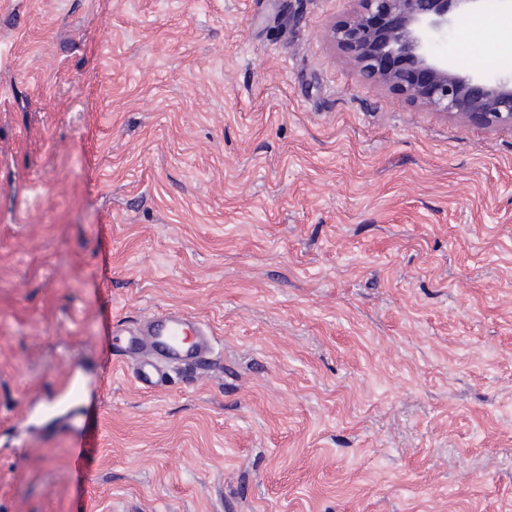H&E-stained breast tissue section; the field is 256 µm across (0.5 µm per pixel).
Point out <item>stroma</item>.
<instances>
[{
  "mask_svg": "<svg viewBox=\"0 0 512 512\" xmlns=\"http://www.w3.org/2000/svg\"><path fill=\"white\" fill-rule=\"evenodd\" d=\"M353 8L0 0V512H512V128L365 84ZM166 310L211 364L74 397ZM90 447L85 438L75 439L71 444L68 457V467L72 473L84 478L85 484L89 486L94 481L92 470L87 467Z\"/></svg>",
  "mask_w": 512,
  "mask_h": 512,
  "instance_id": "obj_1",
  "label": "stroma"
}]
</instances>
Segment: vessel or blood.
Segmentation results:
<instances>
[{
  "instance_id": "vessel-or-blood-1",
  "label": "vessel or blood",
  "mask_w": 512,
  "mask_h": 512,
  "mask_svg": "<svg viewBox=\"0 0 512 512\" xmlns=\"http://www.w3.org/2000/svg\"><path fill=\"white\" fill-rule=\"evenodd\" d=\"M208 326L184 313L166 311L152 315L131 327H112V355H121L132 369L135 382L146 389L161 388L169 366L199 367L206 363L211 349ZM90 447L85 438L71 444L68 467L75 475L92 483L94 474L87 466Z\"/></svg>"
}]
</instances>
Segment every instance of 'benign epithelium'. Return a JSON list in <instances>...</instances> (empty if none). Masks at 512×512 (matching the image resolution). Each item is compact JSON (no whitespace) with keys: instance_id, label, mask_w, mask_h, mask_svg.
<instances>
[{"instance_id":"1","label":"benign epithelium","mask_w":512,"mask_h":512,"mask_svg":"<svg viewBox=\"0 0 512 512\" xmlns=\"http://www.w3.org/2000/svg\"><path fill=\"white\" fill-rule=\"evenodd\" d=\"M329 37L373 85L387 86L435 112L512 127V75L475 70L430 52L433 34L466 24L485 0H353Z\"/></svg>"}]
</instances>
